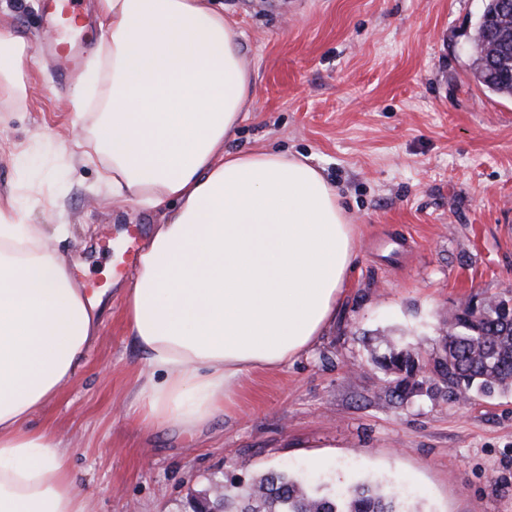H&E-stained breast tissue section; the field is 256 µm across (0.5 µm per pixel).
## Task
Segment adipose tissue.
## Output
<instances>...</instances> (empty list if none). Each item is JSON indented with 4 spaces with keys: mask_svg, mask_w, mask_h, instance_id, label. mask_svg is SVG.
I'll list each match as a JSON object with an SVG mask.
<instances>
[{
    "mask_svg": "<svg viewBox=\"0 0 512 512\" xmlns=\"http://www.w3.org/2000/svg\"><path fill=\"white\" fill-rule=\"evenodd\" d=\"M89 66L101 105L82 160L108 196L160 212L125 292L143 426L193 433L257 371L307 355L355 258L336 189L303 156L228 149L254 74L217 0H97ZM31 57L0 31V86L22 101ZM68 224L0 209V512H86L63 442L33 428L96 343L86 296L48 240Z\"/></svg>",
    "mask_w": 512,
    "mask_h": 512,
    "instance_id": "adipose-tissue-1",
    "label": "adipose tissue"
}]
</instances>
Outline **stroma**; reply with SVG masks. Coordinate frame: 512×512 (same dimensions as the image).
Masks as SVG:
<instances>
[{
  "label": "stroma",
  "instance_id": "obj_1",
  "mask_svg": "<svg viewBox=\"0 0 512 512\" xmlns=\"http://www.w3.org/2000/svg\"><path fill=\"white\" fill-rule=\"evenodd\" d=\"M485 0H224L255 76L230 148L303 155L355 226L354 270L336 323L306 356L246 383L199 431L144 429L141 370L124 319L130 243L158 220L104 201L72 138L60 60L34 54L26 97L0 90V207L69 224L57 250L111 310L70 385L35 415L70 443L87 512H189L214 481L270 470L345 485H399L420 512H512V394L459 403L388 400L377 337L438 354L461 301L512 293V99L471 75ZM0 30L57 39L43 0H0Z\"/></svg>",
  "mask_w": 512,
  "mask_h": 512
}]
</instances>
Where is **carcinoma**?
Segmentation results:
<instances>
[{"instance_id":"cac0c4a2","label":"carcinoma","mask_w":512,"mask_h":512,"mask_svg":"<svg viewBox=\"0 0 512 512\" xmlns=\"http://www.w3.org/2000/svg\"><path fill=\"white\" fill-rule=\"evenodd\" d=\"M480 18L474 47V78L488 92L512 96V12L499 13L495 3ZM386 351L371 356L388 377L391 400L414 397L456 400L475 394L512 391V296L498 295L478 308L456 307L448 317L442 353L426 359L415 345L383 338ZM195 512H411L394 486L366 477L336 489L285 471L271 470L248 484H212L194 499Z\"/></svg>"}]
</instances>
